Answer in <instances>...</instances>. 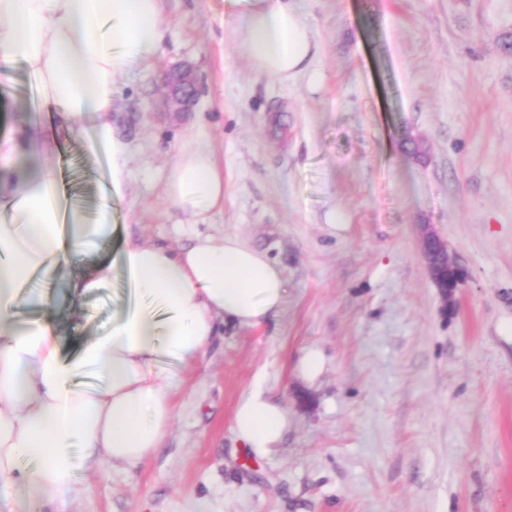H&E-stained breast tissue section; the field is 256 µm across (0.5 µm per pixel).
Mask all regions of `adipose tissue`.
I'll return each mask as SVG.
<instances>
[{
    "label": "adipose tissue",
    "mask_w": 512,
    "mask_h": 512,
    "mask_svg": "<svg viewBox=\"0 0 512 512\" xmlns=\"http://www.w3.org/2000/svg\"><path fill=\"white\" fill-rule=\"evenodd\" d=\"M235 16L230 41L255 74L285 82L304 77L319 51L298 0H225ZM159 0H0V70L22 62L63 124L90 122L111 191L128 178L124 141L112 126L120 78L162 50ZM169 202L187 211L224 204V176L212 154L182 148L165 182ZM0 216V491L8 512L71 489L74 452L86 468L127 469L161 448L174 412L158 366H190L215 341L218 323L260 325L280 312L286 288L267 253L231 235L200 236L191 247L126 240L117 264L68 292L100 287L121 268L129 305L79 355L63 358L49 325L23 322L25 304L47 305L30 289L78 258L105 225L73 215L59 228L55 179L19 181ZM102 375L83 384L87 373ZM288 414L254 388L236 407L233 433L258 457L270 456Z\"/></svg>",
    "instance_id": "1"
}]
</instances>
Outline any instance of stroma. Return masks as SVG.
<instances>
[{
	"label": "stroma",
	"instance_id": "obj_1",
	"mask_svg": "<svg viewBox=\"0 0 512 512\" xmlns=\"http://www.w3.org/2000/svg\"><path fill=\"white\" fill-rule=\"evenodd\" d=\"M320 45L315 82L259 78L227 42L224 0H161L160 55L119 82L112 122L128 151L109 199L90 132L64 125L22 65L0 77V137L18 151L0 185L29 169L68 177L76 211L112 222L51 281L49 323L64 357L128 302L122 270L69 301L70 282L125 238L190 245L236 235L275 260L283 310L221 329L198 365L164 362L174 421L134 469L77 466L71 490L24 512H512V0H303ZM193 66V112L166 111L160 84ZM188 143L224 174L223 207L193 215L164 197ZM430 225L467 272L441 310L422 256ZM323 357L303 374L308 349ZM288 414L277 451L235 440L254 384Z\"/></svg>",
	"mask_w": 512,
	"mask_h": 512
}]
</instances>
